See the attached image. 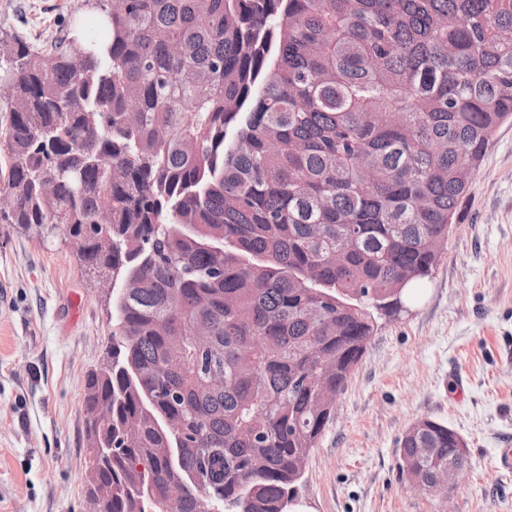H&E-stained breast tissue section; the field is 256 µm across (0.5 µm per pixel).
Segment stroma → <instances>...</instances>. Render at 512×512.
<instances>
[{
    "mask_svg": "<svg viewBox=\"0 0 512 512\" xmlns=\"http://www.w3.org/2000/svg\"><path fill=\"white\" fill-rule=\"evenodd\" d=\"M97 0H0V38L43 44L59 24L103 29ZM105 297L64 229L0 223V512H90L85 373L111 337ZM463 436L447 497L411 490L398 441L417 420ZM512 122L495 132L431 276L380 315L296 497L308 512H512Z\"/></svg>",
    "mask_w": 512,
    "mask_h": 512,
    "instance_id": "35a3bbf8",
    "label": "stroma"
}]
</instances>
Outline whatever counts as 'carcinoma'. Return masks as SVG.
I'll list each match as a JSON object with an SVG mask.
<instances>
[{"instance_id": "cac0c4a2", "label": "carcinoma", "mask_w": 512, "mask_h": 512, "mask_svg": "<svg viewBox=\"0 0 512 512\" xmlns=\"http://www.w3.org/2000/svg\"><path fill=\"white\" fill-rule=\"evenodd\" d=\"M104 28L0 64V221L112 278L89 484L104 512H288L323 394L512 120V0H112ZM458 436L429 419L398 455L465 473Z\"/></svg>"}]
</instances>
